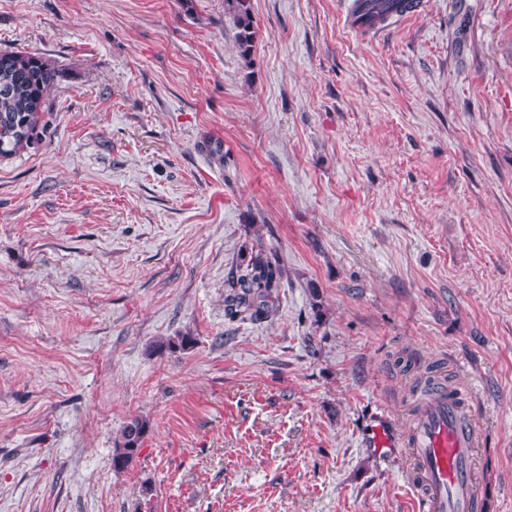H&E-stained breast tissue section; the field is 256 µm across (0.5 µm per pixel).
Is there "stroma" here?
<instances>
[{
    "mask_svg": "<svg viewBox=\"0 0 512 512\" xmlns=\"http://www.w3.org/2000/svg\"><path fill=\"white\" fill-rule=\"evenodd\" d=\"M421 2L252 0L246 62L224 0H0L64 71L0 162V512H418L359 436L409 426L400 358L468 388L512 512V0ZM257 237L278 308L232 320ZM420 0H358L357 11L361 18L357 22L369 20L372 24L383 22L392 14H405L416 10ZM149 429V424L141 418L129 421L122 430L112 454V467L121 471L128 469L139 455L144 435Z\"/></svg>",
    "mask_w": 512,
    "mask_h": 512,
    "instance_id": "stroma-1",
    "label": "stroma"
}]
</instances>
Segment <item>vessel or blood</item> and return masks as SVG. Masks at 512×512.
I'll use <instances>...</instances> for the list:
<instances>
[{
    "mask_svg": "<svg viewBox=\"0 0 512 512\" xmlns=\"http://www.w3.org/2000/svg\"><path fill=\"white\" fill-rule=\"evenodd\" d=\"M465 388L435 386L418 405L406 431L386 411L375 412L366 441L378 455H404L413 462L412 491L421 512H482L475 488L477 423L466 410Z\"/></svg>",
    "mask_w": 512,
    "mask_h": 512,
    "instance_id": "obj_1",
    "label": "vessel or blood"
}]
</instances>
